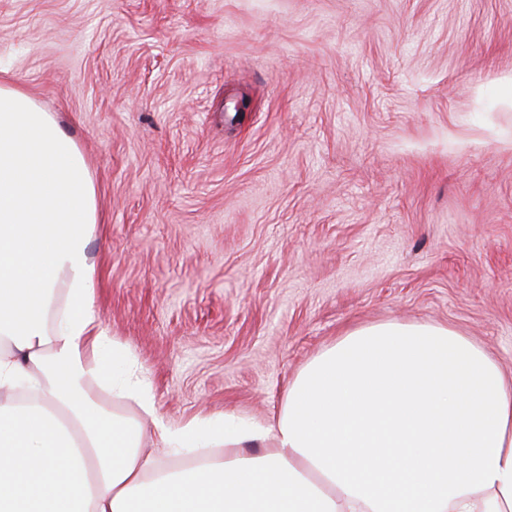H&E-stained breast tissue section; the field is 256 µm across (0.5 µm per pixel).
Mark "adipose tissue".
<instances>
[{
	"instance_id": "adipose-tissue-1",
	"label": "adipose tissue",
	"mask_w": 512,
	"mask_h": 512,
	"mask_svg": "<svg viewBox=\"0 0 512 512\" xmlns=\"http://www.w3.org/2000/svg\"><path fill=\"white\" fill-rule=\"evenodd\" d=\"M100 221L76 142L0 82V512H512V378L445 325L347 331L272 421L165 420L97 312Z\"/></svg>"
}]
</instances>
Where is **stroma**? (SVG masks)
I'll use <instances>...</instances> for the list:
<instances>
[{"label": "stroma", "instance_id": "stroma-1", "mask_svg": "<svg viewBox=\"0 0 512 512\" xmlns=\"http://www.w3.org/2000/svg\"><path fill=\"white\" fill-rule=\"evenodd\" d=\"M0 77L90 164L98 312L169 422L269 419L387 321L512 375V0H0Z\"/></svg>", "mask_w": 512, "mask_h": 512}]
</instances>
